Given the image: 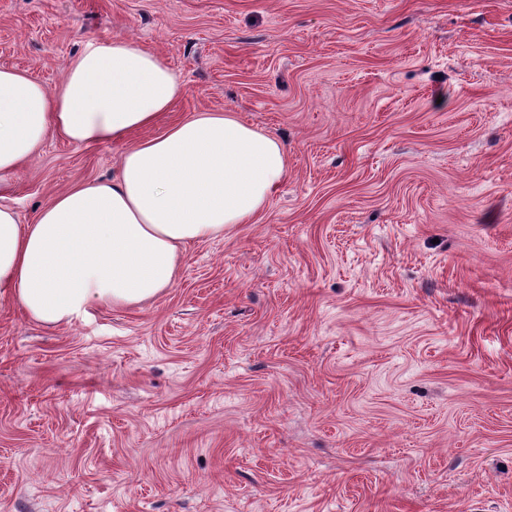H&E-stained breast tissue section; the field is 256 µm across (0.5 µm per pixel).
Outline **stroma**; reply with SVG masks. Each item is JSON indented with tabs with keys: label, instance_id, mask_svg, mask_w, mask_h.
Segmentation results:
<instances>
[{
	"label": "stroma",
	"instance_id": "35a3bbf8",
	"mask_svg": "<svg viewBox=\"0 0 512 512\" xmlns=\"http://www.w3.org/2000/svg\"><path fill=\"white\" fill-rule=\"evenodd\" d=\"M124 39L288 169L155 301L0 300V512H512V0H0L56 86ZM59 137L20 218L116 173Z\"/></svg>",
	"mask_w": 512,
	"mask_h": 512
}]
</instances>
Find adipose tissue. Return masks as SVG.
I'll return each mask as SVG.
<instances>
[{
	"label": "adipose tissue",
	"instance_id": "1",
	"mask_svg": "<svg viewBox=\"0 0 512 512\" xmlns=\"http://www.w3.org/2000/svg\"><path fill=\"white\" fill-rule=\"evenodd\" d=\"M181 93L161 57L126 40L87 46L52 90L0 67V182L48 136L120 141L153 126ZM287 167L275 137L233 114L201 112L130 146L116 178L57 193L29 223L0 197V299L47 326L154 301L190 246L264 209Z\"/></svg>",
	"mask_w": 512,
	"mask_h": 512
}]
</instances>
